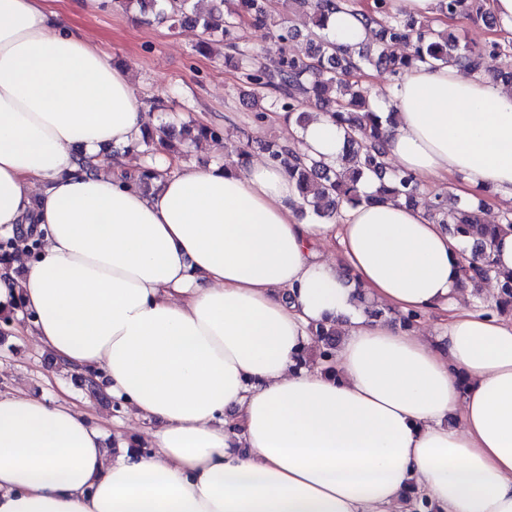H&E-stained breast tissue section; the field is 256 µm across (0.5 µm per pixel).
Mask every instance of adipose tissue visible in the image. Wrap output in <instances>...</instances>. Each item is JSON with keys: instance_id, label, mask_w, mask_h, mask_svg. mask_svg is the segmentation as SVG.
<instances>
[{"instance_id": "obj_1", "label": "adipose tissue", "mask_w": 512, "mask_h": 512, "mask_svg": "<svg viewBox=\"0 0 512 512\" xmlns=\"http://www.w3.org/2000/svg\"><path fill=\"white\" fill-rule=\"evenodd\" d=\"M54 2L0 0V236L44 243L0 263V312L105 382L150 450L109 447L67 398L0 393V512H412L415 491L436 512H512V317L471 310L461 242L401 201L300 219L267 161L163 152L151 190L116 179L149 114ZM371 4L331 17L337 48L367 40ZM376 105L421 185L512 204L511 86L419 64ZM297 143L332 160L342 133L321 116ZM358 289L424 329L366 316ZM322 323L334 356L303 366Z\"/></svg>"}]
</instances>
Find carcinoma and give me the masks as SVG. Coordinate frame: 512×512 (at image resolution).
I'll return each mask as SVG.
<instances>
[{
	"label": "carcinoma",
	"mask_w": 512,
	"mask_h": 512,
	"mask_svg": "<svg viewBox=\"0 0 512 512\" xmlns=\"http://www.w3.org/2000/svg\"><path fill=\"white\" fill-rule=\"evenodd\" d=\"M113 2L125 10L135 5L145 17H178L201 26L209 34L218 33L227 41L242 23L267 30L281 46L279 55L268 64H255L242 54L234 63V68L242 71L244 85L256 96L255 121H261L267 112H286L288 119L302 127L307 123L306 109L310 108L329 115L345 132L342 153L333 164L286 144H266L268 158L283 166L296 183L302 200L299 213L333 220L339 217L344 204L355 206L389 199H402L414 207L421 204L432 219L447 226L451 236L465 242L463 283L472 284L477 291L482 282L497 279L499 294L491 310L500 316H512V275L499 280L491 258L499 235L512 229V212L497 224H487L482 217L484 201L456 207L451 204V196L426 193L411 174L391 168L386 160L384 129L370 105L372 88L356 79L357 74L375 68L396 81L416 63L432 61L458 63L481 72L485 57L512 52V40H493L475 49L460 43L451 32H437L412 17L391 14L390 0H373V6L362 15L371 41L344 54L335 49L325 30L331 15L350 6V0H295L310 23V50L305 56H295L288 53V43L299 30L290 25L287 17L272 10L271 0H210L205 13L190 8L191 0ZM441 9L454 21L478 17L492 28L499 26L480 0H441ZM198 135L218 139L222 130L193 121L168 123L159 128V136L149 133L131 150L140 149L147 154L164 148L179 155ZM38 244L39 240L29 236L7 238L0 243V261L20 250L31 255ZM313 336L320 359L332 356L338 343L337 329L321 325Z\"/></svg>",
	"instance_id": "1"
}]
</instances>
